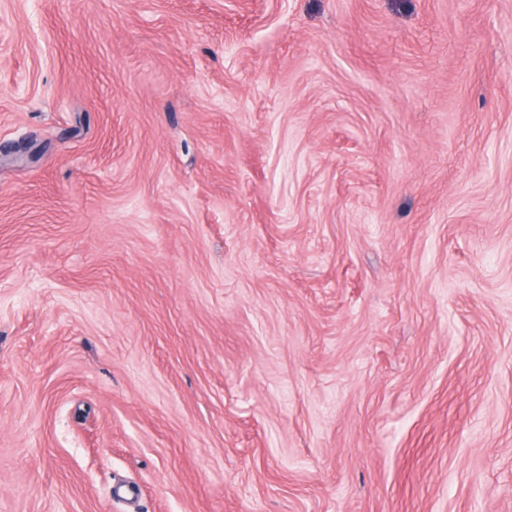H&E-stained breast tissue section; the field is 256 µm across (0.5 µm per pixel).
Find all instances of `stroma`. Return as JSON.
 Masks as SVG:
<instances>
[{
  "mask_svg": "<svg viewBox=\"0 0 512 512\" xmlns=\"http://www.w3.org/2000/svg\"><path fill=\"white\" fill-rule=\"evenodd\" d=\"M0 512H512V0H0Z\"/></svg>",
  "mask_w": 512,
  "mask_h": 512,
  "instance_id": "1",
  "label": "stroma"
}]
</instances>
